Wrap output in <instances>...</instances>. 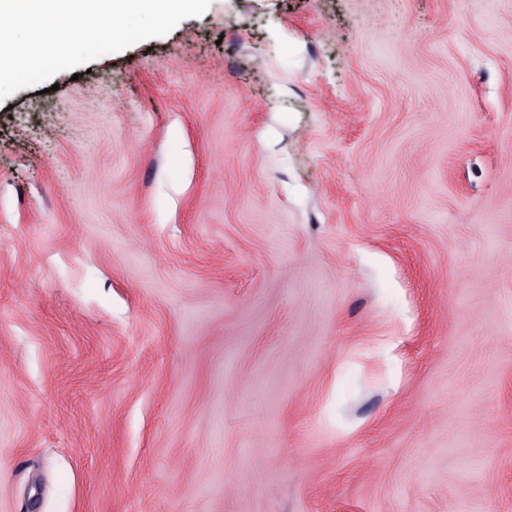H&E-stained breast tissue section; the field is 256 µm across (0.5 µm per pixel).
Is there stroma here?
I'll return each instance as SVG.
<instances>
[{
	"mask_svg": "<svg viewBox=\"0 0 512 512\" xmlns=\"http://www.w3.org/2000/svg\"><path fill=\"white\" fill-rule=\"evenodd\" d=\"M0 101V512H512V0H212Z\"/></svg>",
	"mask_w": 512,
	"mask_h": 512,
	"instance_id": "1",
	"label": "stroma"
}]
</instances>
